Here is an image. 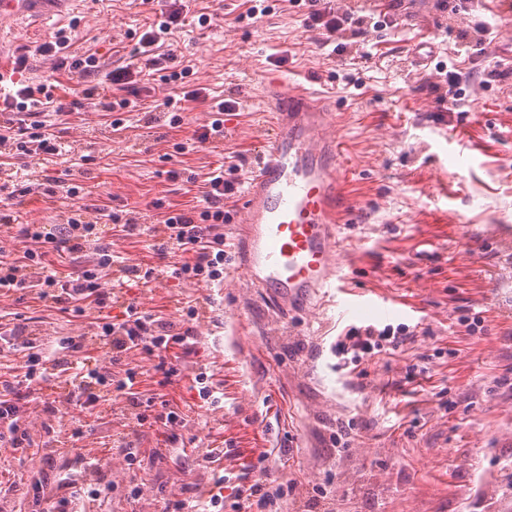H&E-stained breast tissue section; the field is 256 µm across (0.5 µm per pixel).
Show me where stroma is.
I'll return each instance as SVG.
<instances>
[{
  "label": "stroma",
  "mask_w": 512,
  "mask_h": 512,
  "mask_svg": "<svg viewBox=\"0 0 512 512\" xmlns=\"http://www.w3.org/2000/svg\"><path fill=\"white\" fill-rule=\"evenodd\" d=\"M403 2L393 13L398 26L367 31L364 61L354 45L335 52L318 43L305 29V9L288 0L254 19L245 16L246 0H194L170 42L191 65L187 88L234 100L235 132L225 140L177 152L212 119L198 102L183 103L177 128L163 113L147 122L133 111L131 128L116 132L89 104L70 116L69 155L89 159L75 179L95 188L86 205L125 206L156 222L163 209L195 205L191 174L222 163L254 171L266 125L255 89L265 70L324 92L352 190L351 219L337 234L346 262L329 296L282 311L237 276L239 227L228 223L222 286L166 279L148 290L130 287L128 299L157 315L174 316L185 301L206 304L192 323L194 352H169L181 370L173 381L144 350L122 356L138 371L142 394L187 412V425L169 433L144 427L133 451L104 453V437L122 430L123 398L100 402L78 437L72 406L50 413L31 403L37 465L15 461L0 441V483L16 487L13 512H39L31 484L53 482L64 466L79 469L91 451L101 454L96 479L107 488L98 512H167L178 500L205 499L219 479L224 499L216 512H236L235 487L264 471L295 488L279 512H294L295 495L315 485L339 492L338 512H512V77L495 73L503 48H512V9L481 0L479 13L497 18L498 34L467 44L471 15L445 14L429 0ZM153 19L140 0H84L74 14L31 16L0 32L9 54L27 55L24 79L69 83L33 52L69 28L72 53L95 51L103 70L119 57L141 67L125 96L151 101L172 92L138 51ZM440 62L475 73L462 84L467 113L446 109L425 83ZM173 171L178 180H170ZM364 291L394 299L403 315H343L339 298ZM0 312L18 315L26 335L46 341L87 334L98 317L92 309L69 316L23 292L0 296ZM474 319L483 332H469ZM363 323L404 326L410 337L351 370L336 355V337ZM201 372L218 403L199 397ZM338 428L349 450L328 465ZM211 448L221 454L208 462Z\"/></svg>",
  "instance_id": "stroma-1"
}]
</instances>
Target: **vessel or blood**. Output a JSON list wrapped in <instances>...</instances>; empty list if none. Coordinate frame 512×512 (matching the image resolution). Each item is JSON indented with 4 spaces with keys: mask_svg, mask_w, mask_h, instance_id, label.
<instances>
[{
    "mask_svg": "<svg viewBox=\"0 0 512 512\" xmlns=\"http://www.w3.org/2000/svg\"><path fill=\"white\" fill-rule=\"evenodd\" d=\"M77 0H0V20L17 22L41 12L63 15ZM272 131L259 144L255 171L240 206L242 260L237 273L260 297L285 310L304 308L320 290L335 287L345 257L338 225L350 217L348 186L337 163L336 116L314 92L278 76L262 80ZM400 315L383 296H363L355 307Z\"/></svg>",
    "mask_w": 512,
    "mask_h": 512,
    "instance_id": "b4317fda",
    "label": "vessel or blood"
}]
</instances>
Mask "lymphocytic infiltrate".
<instances>
[{
    "label": "lymphocytic infiltrate",
    "mask_w": 512,
    "mask_h": 512,
    "mask_svg": "<svg viewBox=\"0 0 512 512\" xmlns=\"http://www.w3.org/2000/svg\"><path fill=\"white\" fill-rule=\"evenodd\" d=\"M190 10V0H167L158 19L145 32L141 44L149 67L167 72L170 82H178L187 74L174 52H160L159 44L172 29L183 24ZM372 24L370 16L357 10L338 13L331 5L309 10L305 19L308 29L321 35L323 44L335 42L336 34L350 28L353 36L365 35ZM72 38L66 30H58L51 40L35 49L36 54L52 60L54 69L77 72L84 83L81 99H69L58 86L50 82H14L0 90V112L9 113L7 121L0 122V151L14 152L21 166L0 161V223L4 226L19 224V246L6 251L0 249V292L27 290L37 299L60 305L62 312L84 313L93 309L98 321L90 335L74 340L61 338L58 350L67 356L65 384L68 392L66 404L85 409L104 400V378L98 369L89 367L80 354L85 345L109 352L111 363H119L121 355L140 347L151 354L168 350L170 345H188L194 336L191 326L199 311L190 305L182 310L181 329L171 333L170 323L163 317L138 310L125 298L130 285L142 287L162 279L197 281L220 284L224 281V200L233 194L238 165L215 168L202 177L204 190L200 204L187 209H173L154 224L139 222L133 213L125 210H91L82 200L88 191L64 179L38 181V174L47 172L50 165L67 154L63 140L66 123L80 100H88L99 111L112 114L113 130L124 127L117 111L129 107L128 99L112 100L101 95L102 84L122 92L136 82L137 71L132 65L114 67L102 72L101 64L93 53L80 57L70 54ZM64 188L72 199L66 221L62 224H20L19 209L27 195L39 193L53 199L57 188ZM147 238L157 259L156 264L140 268L127 266L121 256L112 252L110 237L113 232ZM73 259L74 268L68 275H60L55 259ZM111 278V287H104V278ZM119 315H112V308ZM20 326H8L0 332V351L12 353L24 347L28 355L16 374L14 383L0 390V431L7 432L8 441L17 451H25L31 440L20 420L25 405L37 400L42 381L52 362L50 355L36 353V337H21ZM408 338L406 329L378 328L367 324L349 327L336 341L337 354L350 363L382 352L397 351ZM139 381L134 369H125L116 389L126 398L122 410L124 430L118 443L135 437L146 421L171 429L179 420L167 400L146 397L138 391ZM82 473L60 470L56 476L58 487L67 489V496L44 493L42 484H35L46 512H91L100 500L102 488L89 486L88 474L97 472L99 459L88 455L83 459Z\"/></svg>",
    "instance_id": "1"
}]
</instances>
